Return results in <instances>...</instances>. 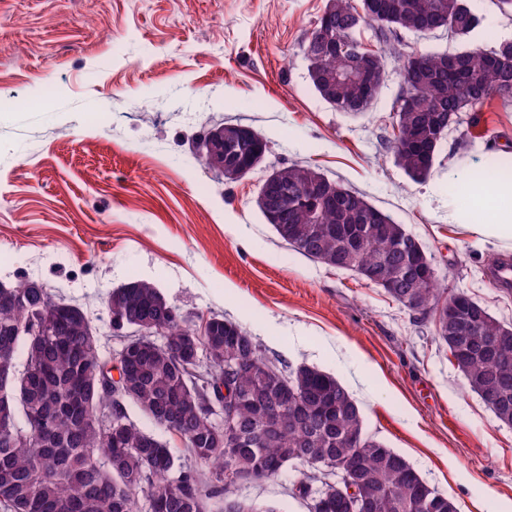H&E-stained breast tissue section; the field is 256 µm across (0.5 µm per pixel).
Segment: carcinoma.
Returning a JSON list of instances; mask_svg holds the SVG:
<instances>
[{
  "label": "carcinoma",
  "mask_w": 512,
  "mask_h": 512,
  "mask_svg": "<svg viewBox=\"0 0 512 512\" xmlns=\"http://www.w3.org/2000/svg\"><path fill=\"white\" fill-rule=\"evenodd\" d=\"M327 0L331 30L316 22L308 41L324 35L344 45L359 27L370 30L369 65L383 74L401 64L403 87L393 105L391 149L397 165L414 182L426 180L449 131L448 119L491 96L504 99L512 85V42L489 49L408 53L401 33L421 26L451 29L464 39L479 17L466 0ZM308 76L319 96L336 110L362 114L381 89L361 83L357 61L347 52H306ZM224 144L213 158L224 168L260 166L268 141L252 128L224 123ZM318 171L305 161L276 170L279 192L307 193ZM330 189L338 205L317 213V230L306 232L312 211L299 203L275 225L279 237L309 259L356 272L380 288L382 261L402 263L388 251L404 227L366 197L340 183ZM380 223L372 232L366 225ZM432 263L411 270L399 288L385 292L423 317L437 315L446 293ZM35 281L19 280L0 291V512H282L271 503L237 496L236 475L259 473L272 479L287 467L301 473L292 497L302 498L323 470L341 467L360 495L363 512H457L453 501L427 486L403 456L364 431L361 411L349 391L316 367H292L269 358L241 325L209 315L205 335L182 316L154 282L135 278L105 304L112 331L131 322L162 326V340L122 365L123 403L112 390V357L102 350L92 322ZM467 387L501 422L512 425V326L479 302H464L452 320L436 323ZM207 347L219 361L198 373L176 353L187 340ZM238 364L227 378L222 362ZM236 397L233 422L238 440L230 442L205 397ZM132 404L155 425L185 440L186 452L200 462H178L174 449L140 428L123 407Z\"/></svg>",
  "instance_id": "cac0c4a2"
}]
</instances>
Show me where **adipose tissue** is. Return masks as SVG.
<instances>
[{
	"instance_id": "ef3b65f1",
	"label": "adipose tissue",
	"mask_w": 512,
	"mask_h": 512,
	"mask_svg": "<svg viewBox=\"0 0 512 512\" xmlns=\"http://www.w3.org/2000/svg\"><path fill=\"white\" fill-rule=\"evenodd\" d=\"M481 177L455 172L456 189L448 197V221L476 242H512V153L489 152Z\"/></svg>"
}]
</instances>
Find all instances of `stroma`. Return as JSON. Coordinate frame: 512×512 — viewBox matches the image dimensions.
Masks as SVG:
<instances>
[{"label": "stroma", "instance_id": "stroma-1", "mask_svg": "<svg viewBox=\"0 0 512 512\" xmlns=\"http://www.w3.org/2000/svg\"><path fill=\"white\" fill-rule=\"evenodd\" d=\"M327 0H0V283L36 279L107 328V294L153 281L181 312L242 325L268 356L334 375L366 432L458 512H512V427L471 392L433 320L279 239L256 205L266 169L307 161L403 224L449 292L512 322L488 281L505 247L448 222V172L512 146V101L462 113L426 181L396 165L391 67L361 116L312 87L304 55ZM268 141L229 183L197 161L214 121ZM297 471L239 487L307 512Z\"/></svg>", "mask_w": 512, "mask_h": 512}]
</instances>
